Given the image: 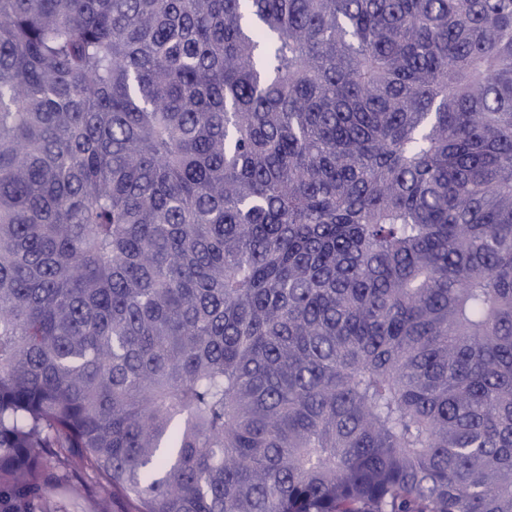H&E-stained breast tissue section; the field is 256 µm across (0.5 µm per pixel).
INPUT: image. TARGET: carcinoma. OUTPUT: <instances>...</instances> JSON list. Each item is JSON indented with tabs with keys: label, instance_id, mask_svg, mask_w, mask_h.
I'll return each mask as SVG.
<instances>
[{
	"label": "carcinoma",
	"instance_id": "carcinoma-1",
	"mask_svg": "<svg viewBox=\"0 0 512 512\" xmlns=\"http://www.w3.org/2000/svg\"><path fill=\"white\" fill-rule=\"evenodd\" d=\"M512 512V0H0V512ZM71 480L78 487V496L55 499L51 512H130L132 510L125 498L103 490L92 471L80 472Z\"/></svg>",
	"mask_w": 512,
	"mask_h": 512
}]
</instances>
